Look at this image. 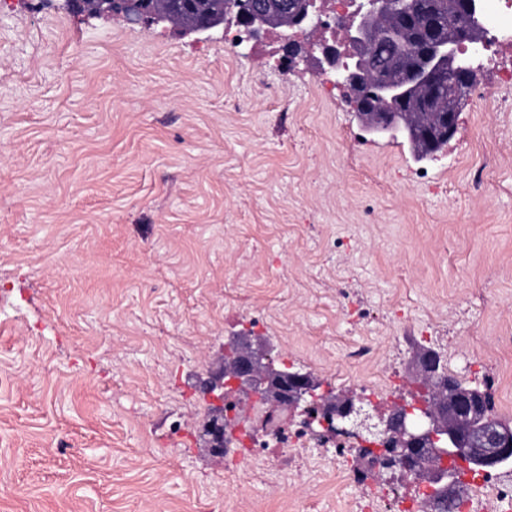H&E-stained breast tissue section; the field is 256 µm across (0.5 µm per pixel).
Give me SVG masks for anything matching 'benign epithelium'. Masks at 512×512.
<instances>
[{"label": "benign epithelium", "mask_w": 512, "mask_h": 512, "mask_svg": "<svg viewBox=\"0 0 512 512\" xmlns=\"http://www.w3.org/2000/svg\"><path fill=\"white\" fill-rule=\"evenodd\" d=\"M235 21L246 28L248 43L261 30L259 11L248 5L241 9L231 2ZM187 34L212 37L224 33V24L211 21L184 29ZM382 35L378 27V11L370 7L360 20L349 23L346 39L361 48H370ZM321 52L315 71L327 76L344 88L361 118H369L378 126H391L395 117L384 109L387 100L404 98L406 90L421 84H435L438 62L448 60V68L456 76V85H472L477 74L470 61L461 57L456 43L432 41L418 55L416 62L407 66L405 77L397 86L377 74L365 59L353 57L342 64L333 51L320 42H311L306 63ZM438 355L432 350L419 352L413 360L416 375H433ZM200 390L209 398L224 401L234 396L238 403H263L271 410L298 412L306 417L308 426L320 428L337 426L358 435L363 431L371 435H390L398 445L399 461L419 474L426 488V496L438 507L455 502L460 492V474L466 466L473 471L497 469L512 459V430L488 425L484 416V393L477 386L448 377V391L452 399L448 404V419L427 403L416 400L396 404L385 416L373 421L364 409L363 401L351 393L335 394L323 388L313 373L294 367L275 366L268 342L259 336H242L232 343L230 353L214 363ZM206 449L215 455L224 454V446L231 444L235 427L224 417V407L213 406L202 428ZM440 458L439 472L430 476L423 460L428 455Z\"/></svg>", "instance_id": "obj_1"}]
</instances>
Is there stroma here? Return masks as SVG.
I'll list each match as a JSON object with an SVG mask.
<instances>
[{"instance_id": "35a3bbf8", "label": "stroma", "mask_w": 512, "mask_h": 512, "mask_svg": "<svg viewBox=\"0 0 512 512\" xmlns=\"http://www.w3.org/2000/svg\"><path fill=\"white\" fill-rule=\"evenodd\" d=\"M286 42L0 0V512H362L381 488L418 494L354 448L226 478L240 450L204 452L194 382L236 336L377 414L416 399L429 349L512 424V107L466 99L420 161L285 64Z\"/></svg>"}]
</instances>
